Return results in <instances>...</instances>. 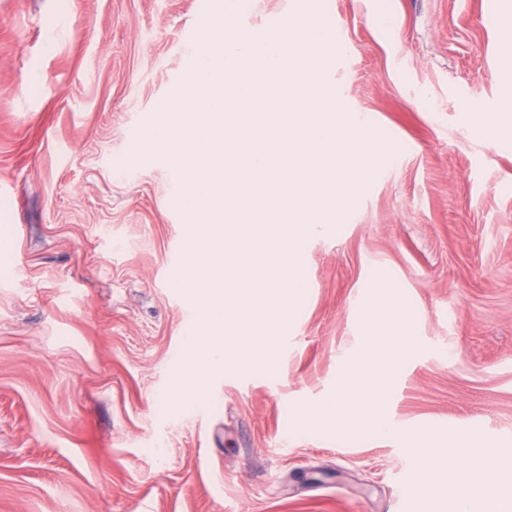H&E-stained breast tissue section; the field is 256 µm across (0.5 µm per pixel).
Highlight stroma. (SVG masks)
<instances>
[{"label":"stroma","mask_w":512,"mask_h":512,"mask_svg":"<svg viewBox=\"0 0 512 512\" xmlns=\"http://www.w3.org/2000/svg\"><path fill=\"white\" fill-rule=\"evenodd\" d=\"M346 117L382 161L332 233L271 370L178 397L199 300L171 246L174 163L139 148L212 25L198 0H0V512H441L404 435L512 449V94L488 0H320ZM297 0H247L270 30ZM411 151H399L400 143ZM398 288L417 349L402 438L297 426L361 348V285Z\"/></svg>","instance_id":"stroma-1"}]
</instances>
